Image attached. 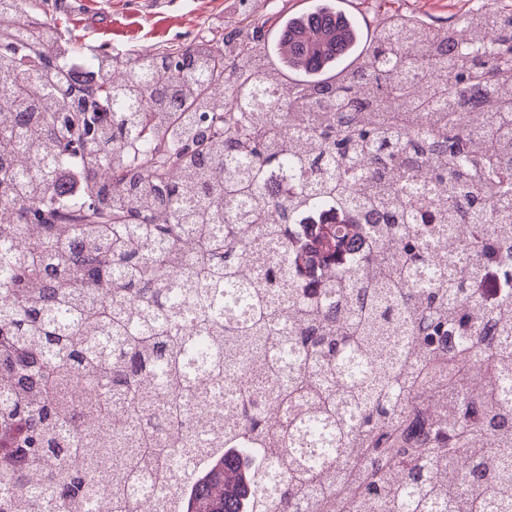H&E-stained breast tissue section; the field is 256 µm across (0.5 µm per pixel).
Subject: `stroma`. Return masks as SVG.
Instances as JSON below:
<instances>
[{"instance_id": "stroma-1", "label": "stroma", "mask_w": 512, "mask_h": 512, "mask_svg": "<svg viewBox=\"0 0 512 512\" xmlns=\"http://www.w3.org/2000/svg\"><path fill=\"white\" fill-rule=\"evenodd\" d=\"M86 10L75 12L70 0H32L33 22L57 24L62 35L79 36L84 51L79 62L93 66L96 54L134 50L154 53L193 41L199 27L230 31L241 28L243 18L226 0H86Z\"/></svg>"}]
</instances>
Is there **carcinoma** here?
<instances>
[{
	"label": "carcinoma",
	"instance_id": "1",
	"mask_svg": "<svg viewBox=\"0 0 512 512\" xmlns=\"http://www.w3.org/2000/svg\"><path fill=\"white\" fill-rule=\"evenodd\" d=\"M236 4L243 28L97 55L86 88L55 25L0 0V512H142L124 488L146 468L151 512H169L197 458L178 512H247L236 450L276 468L269 512H512V295L480 313L474 293L490 265L512 280V7L393 11L364 52L358 22L317 0L280 20L282 66L303 75L284 103L258 3ZM488 90L474 131L463 93ZM74 160L84 195L62 202L53 175ZM272 168L293 175L282 198ZM330 201L339 222L291 233ZM459 224L450 266L432 246ZM354 238L353 274L315 297L290 285ZM268 401L291 410L274 433Z\"/></svg>",
	"mask_w": 512,
	"mask_h": 512
}]
</instances>
